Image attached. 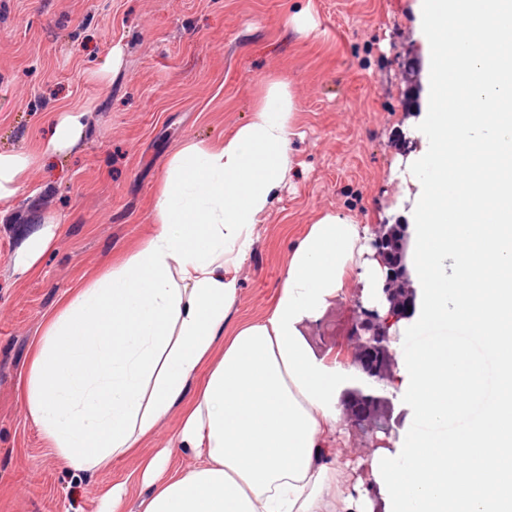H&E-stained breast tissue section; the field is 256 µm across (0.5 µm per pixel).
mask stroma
<instances>
[{
  "mask_svg": "<svg viewBox=\"0 0 512 512\" xmlns=\"http://www.w3.org/2000/svg\"><path fill=\"white\" fill-rule=\"evenodd\" d=\"M417 0H0V152L37 150L64 111L85 114L73 150L45 158L0 209V512H96V494L146 491L147 449L88 478L61 463L21 404L33 341L78 278L108 267L152 230L154 192L188 139L220 140L251 115L260 86L288 80L300 134L293 166L235 271L224 328L272 310L289 257L310 224L337 213L365 228L405 224L401 178L422 149L427 44ZM307 12L299 29L289 18ZM119 64H112L113 48ZM55 223L34 272L21 245ZM357 272L304 334L348 363L362 303Z\"/></svg>",
  "mask_w": 512,
  "mask_h": 512,
  "instance_id": "1",
  "label": "stroma"
}]
</instances>
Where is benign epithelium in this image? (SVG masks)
Masks as SVG:
<instances>
[{
    "mask_svg": "<svg viewBox=\"0 0 512 512\" xmlns=\"http://www.w3.org/2000/svg\"><path fill=\"white\" fill-rule=\"evenodd\" d=\"M404 238V225L380 224L374 230L371 242L374 257L381 261L386 268L385 281L382 288L387 302H392V284L408 279L407 271L402 264V257L389 259L388 243L392 235ZM410 316L408 309L402 310L389 307L382 314L376 308L363 309L353 329L349 341L353 363L359 365L362 371L378 384L371 393L360 388L347 391V395L360 402V408L350 413L348 420L352 426L363 433L374 434L381 431L389 434L393 430L392 401L385 393V384L394 363L390 343L393 340L390 329L398 320Z\"/></svg>",
    "mask_w": 512,
    "mask_h": 512,
    "instance_id": "7a95c632",
    "label": "benign epithelium"
}]
</instances>
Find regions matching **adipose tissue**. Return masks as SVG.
Segmentation results:
<instances>
[{
    "label": "adipose tissue",
    "instance_id": "obj_1",
    "mask_svg": "<svg viewBox=\"0 0 512 512\" xmlns=\"http://www.w3.org/2000/svg\"><path fill=\"white\" fill-rule=\"evenodd\" d=\"M431 107L407 265L417 294L399 321L395 385L408 416L366 457L355 493L343 449L353 367L326 361L305 324L358 268L384 305L365 232L328 213L293 249L272 311L225 335L234 269L291 170L297 106L287 80L260 89L251 119L169 158L153 230L80 279L45 319L25 369L23 414L55 456L95 476L178 413L141 465L139 512H512V0H418ZM83 112L61 114L39 153H0V205L38 162L76 146ZM438 339L415 348L421 329ZM196 465L170 471L174 454Z\"/></svg>",
    "mask_w": 512,
    "mask_h": 512
}]
</instances>
